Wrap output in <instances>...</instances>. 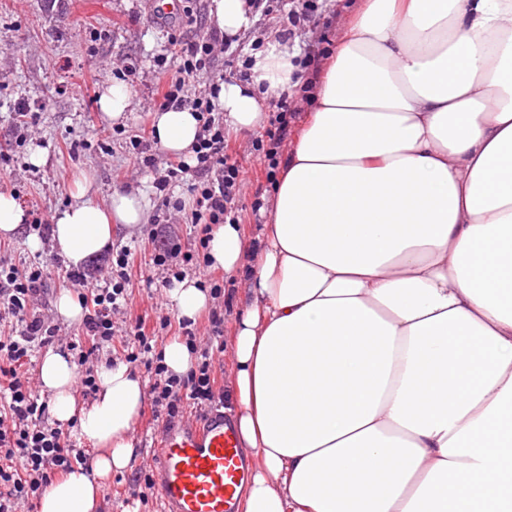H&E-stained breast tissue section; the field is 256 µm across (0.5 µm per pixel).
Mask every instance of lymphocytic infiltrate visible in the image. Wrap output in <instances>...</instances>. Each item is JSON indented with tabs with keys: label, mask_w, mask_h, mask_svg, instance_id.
I'll list each match as a JSON object with an SVG mask.
<instances>
[{
	"label": "lymphocytic infiltrate",
	"mask_w": 512,
	"mask_h": 512,
	"mask_svg": "<svg viewBox=\"0 0 512 512\" xmlns=\"http://www.w3.org/2000/svg\"><path fill=\"white\" fill-rule=\"evenodd\" d=\"M230 45L217 27H207L191 41L179 44L171 66L161 68L156 96L164 108H188L196 113L200 131L193 148L195 165L169 158L158 162L149 154L150 138L142 134L131 140L133 167L160 168L156 179L159 191H167L172 182L191 178L190 200L175 199L173 214L189 213L200 227V243H207L216 224H236L240 215L234 206L233 191L241 165L236 149L225 138L224 115L213 102L212 93H193L198 75L210 69L216 52ZM130 252H104L88 265L66 272L68 283L78 290L85 310L83 338L64 340L50 316L34 314L42 300L49 277L46 266L36 264L20 270L0 261V310L13 319L10 331H0V512H35L42 493L59 476L86 464L89 453L78 447L70 431L51 423L47 401L33 391L34 378L29 370L34 353L66 345L80 374L83 396L99 389L97 362L101 352L114 344L125 348L127 363H143L150 374L153 419L173 424L182 419L184 402L212 407L224 399V388L213 372L214 355L224 351V311L209 310L203 326L182 321L172 324L163 319L159 327H176L186 344L195 345L200 334L209 344L201 350L195 368L185 376L169 374L167 368L149 359L156 328L145 317H128L131 279Z\"/></svg>",
	"instance_id": "f902f5d3"
}]
</instances>
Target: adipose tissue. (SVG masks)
I'll return each mask as SVG.
<instances>
[{
  "label": "adipose tissue",
  "mask_w": 512,
  "mask_h": 512,
  "mask_svg": "<svg viewBox=\"0 0 512 512\" xmlns=\"http://www.w3.org/2000/svg\"><path fill=\"white\" fill-rule=\"evenodd\" d=\"M296 46L272 39L215 100L234 130L292 86ZM135 96L100 94L106 125ZM167 153L191 157V110L155 112ZM73 183L52 243L77 268L145 223L143 189L99 204ZM213 267L248 269L229 339L224 412L251 462L239 512H512V0H362L282 163L263 238L212 227ZM52 416L97 450L39 512H96L128 469L145 390L103 368L78 403L66 353L40 369Z\"/></svg>",
  "instance_id": "ef3b65f1"
}]
</instances>
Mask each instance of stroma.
I'll list each match as a JSON object with an SVG mask.
<instances>
[{"label": "stroma", "mask_w": 512, "mask_h": 512, "mask_svg": "<svg viewBox=\"0 0 512 512\" xmlns=\"http://www.w3.org/2000/svg\"><path fill=\"white\" fill-rule=\"evenodd\" d=\"M318 12L301 21L296 30L299 45L318 43L315 69H323L335 51L359 0H320ZM186 12L158 18L150 0H0V158L6 160L9 177L0 179V190L17 193L26 212L45 219L68 205L73 180L92 177L90 195L107 200L115 192L149 186L146 223L136 228H117L115 246L128 245L131 282L127 289L133 314L152 321L175 317L169 290L152 263L156 243L151 230L162 220L163 196L154 190L155 172L132 171L130 139L141 126H152L155 69L171 34L191 40L199 28L195 17L209 18L211 0H185ZM292 0H268L266 8L253 9L254 23L235 37L230 50L217 58L209 75L239 79L253 53L261 50L279 30V20L292 9ZM110 82L130 86L136 108L119 126L99 121L98 96ZM26 105L36 118L28 132H19L14 119L18 105ZM264 129L230 133L239 153L242 173L234 190V204L241 211L246 240L256 246L268 219L277 161L261 158L257 143ZM45 152L41 167L30 165L34 148ZM21 232L9 239L0 259L22 268L34 262L48 266L51 275L44 299L46 311H54L59 293L66 290L62 276L66 262L43 243L29 245ZM159 423L141 411L133 431L137 459L132 469L113 472L102 486L97 512H164L155 493L139 497L135 482L153 477L158 456Z\"/></svg>", "instance_id": "stroma-1"}]
</instances>
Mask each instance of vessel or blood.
Segmentation results:
<instances>
[{
    "label": "vessel or blood",
    "mask_w": 512,
    "mask_h": 512,
    "mask_svg": "<svg viewBox=\"0 0 512 512\" xmlns=\"http://www.w3.org/2000/svg\"><path fill=\"white\" fill-rule=\"evenodd\" d=\"M153 489L165 512H235L250 473L231 419L212 411L200 424L163 426Z\"/></svg>",
    "instance_id": "b4317fda"
}]
</instances>
